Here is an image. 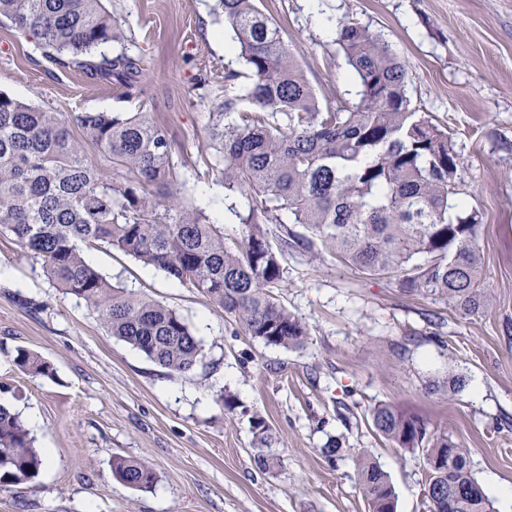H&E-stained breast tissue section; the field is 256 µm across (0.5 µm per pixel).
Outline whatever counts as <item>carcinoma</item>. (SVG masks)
<instances>
[{"label": "carcinoma", "mask_w": 512, "mask_h": 512, "mask_svg": "<svg viewBox=\"0 0 512 512\" xmlns=\"http://www.w3.org/2000/svg\"><path fill=\"white\" fill-rule=\"evenodd\" d=\"M237 40L224 66V101L211 113L215 149L202 160L224 189L248 200L237 240L181 194V165L167 129L146 112H80L70 119L0 94V235H11L41 262L48 281L96 316L107 332L173 373L202 358L201 341L177 311L112 284L86 260L119 251L204 295L243 333L267 346L304 347L306 325L283 305L282 257L291 243L326 252L366 277L395 280L403 291L442 300L464 314L486 306L480 285L481 215L454 202L458 154L446 132L411 107L401 62L368 27L349 20L336 41L358 82L360 99L321 109L296 51L256 0H216ZM0 17L37 40L43 56L122 90L144 92L139 60L102 48L124 40L104 0H0ZM90 142L112 159L102 170ZM287 219H282V216ZM267 224L280 227L270 240ZM304 229L293 233L288 225ZM21 371L51 378L50 361L25 348L11 354ZM466 377L433 381L432 393H456ZM375 434L422 452L425 512H492L470 468V449L388 403L368 408ZM256 466L273 472L265 419L252 417ZM44 457L19 413L0 403V487L35 481ZM112 474L148 490L145 463L112 460ZM359 484L368 512H397L389 475L364 458Z\"/></svg>", "instance_id": "cac0c4a2"}]
</instances>
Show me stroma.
Wrapping results in <instances>:
<instances>
[{"instance_id":"1","label":"stroma","mask_w":512,"mask_h":512,"mask_svg":"<svg viewBox=\"0 0 512 512\" xmlns=\"http://www.w3.org/2000/svg\"><path fill=\"white\" fill-rule=\"evenodd\" d=\"M123 24L109 54L140 58L145 92L126 98L109 84L49 62L37 43L0 20V93L37 108L147 112L193 165L208 147V115L224 99L221 44L232 34L215 0H104ZM298 51L321 105L357 99V85L326 19L353 18L402 63L412 103L447 131L461 164L456 199L482 216V279L490 302L475 316L365 278L329 254L289 250L280 299L306 324L301 350L245 336L197 291L109 249L88 262L123 286L178 311L203 344L192 372L169 374L109 336L95 315L44 277L41 264L0 236V401L29 421L53 466L34 483L0 490V512H367L358 460L386 471L397 512H423L427 473L419 456L378 438L368 408L387 402L422 417L471 451V470L494 512H512V0H259ZM184 196L243 227L244 197L226 198L218 177L188 174ZM444 321L441 341L429 320ZM47 358L54 377L19 370L9 353ZM465 375L455 396L427 393L430 379ZM231 395L223 403L222 395ZM264 417L282 460L254 464L252 415ZM346 448L337 464L328 436ZM121 455L156 474L149 491L112 475Z\"/></svg>"}]
</instances>
